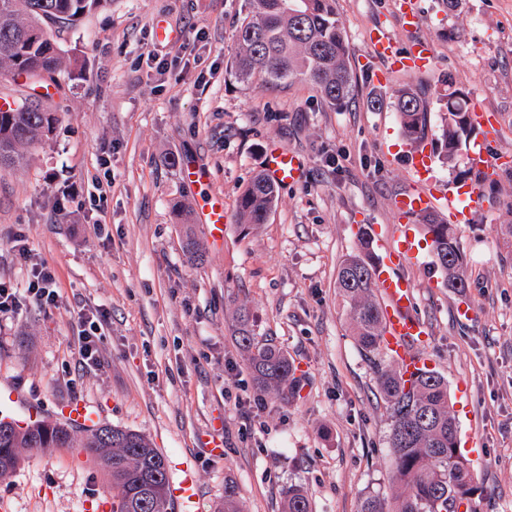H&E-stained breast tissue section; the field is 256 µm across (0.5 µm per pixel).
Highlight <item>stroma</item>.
Listing matches in <instances>:
<instances>
[{
	"label": "stroma",
	"mask_w": 512,
	"mask_h": 512,
	"mask_svg": "<svg viewBox=\"0 0 512 512\" xmlns=\"http://www.w3.org/2000/svg\"><path fill=\"white\" fill-rule=\"evenodd\" d=\"M422 27L406 30L396 0H336L355 90L328 107L317 90L262 76L239 81L238 31L250 0H112L76 24L49 28L62 68L43 99L53 133L26 147L28 162L0 167V281L24 289L32 265L55 272L58 304L0 317V383L19 388L44 418L74 397L106 423L139 432L170 466L192 464L193 512H215L233 480L244 512H280L288 486L313 512H357L369 493L391 496L387 404L336 290L360 230L392 236L401 191L473 180L474 128L452 160L440 150L446 95L464 92L492 115V152H512V0H414ZM174 36L159 39L157 21ZM398 44L431 41L435 63L390 74L367 43L375 29ZM420 86L428 103L430 182L407 163L396 94ZM303 158L302 183L279 189L265 224L241 231L237 200L269 145ZM201 168L200 180L184 177ZM108 186L99 195L97 183ZM224 203V245L195 226L206 256L190 262L175 204L200 214ZM459 243L469 288L443 284L424 232L403 268L425 321V352L448 381L460 433L482 442L471 463L474 512H512V167L485 183ZM468 303L472 320L458 315ZM245 305L259 342L287 354L301 377L287 397L258 389L233 333ZM104 310L98 370L78 362L75 311ZM219 437L222 456L208 440ZM78 448L22 452L0 481L12 512H85L116 496Z\"/></svg>",
	"instance_id": "35a3bbf8"
}]
</instances>
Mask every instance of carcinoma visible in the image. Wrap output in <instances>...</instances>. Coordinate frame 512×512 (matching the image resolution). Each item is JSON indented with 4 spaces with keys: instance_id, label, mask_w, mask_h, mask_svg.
I'll use <instances>...</instances> for the list:
<instances>
[{
    "instance_id": "obj_1",
    "label": "carcinoma",
    "mask_w": 512,
    "mask_h": 512,
    "mask_svg": "<svg viewBox=\"0 0 512 512\" xmlns=\"http://www.w3.org/2000/svg\"><path fill=\"white\" fill-rule=\"evenodd\" d=\"M112 0H0V72L35 85L54 78L61 59L48 24L77 22L82 16L108 7ZM335 0H251V15L242 22L234 59L235 74L243 81L260 74L270 81L300 78L320 92L331 107L341 105L352 92L349 49L336 18ZM404 136L421 144L427 134V102L411 85L396 95ZM471 109L464 93L448 90V110L442 132L443 154L455 156L451 132ZM56 113L48 111L37 94L0 108V166L21 167L23 149L51 135ZM277 199V188L257 174L238 199L243 229L264 224ZM184 224L183 248L189 259L203 260L188 214L174 208ZM430 235L431 251L446 285L457 293L469 288L464 259L454 225L433 213L421 216ZM373 251L368 233L359 248L340 264L336 288L348 306L351 328L360 349L383 352L381 304L373 288ZM235 335L246 354L255 385L282 395L294 382L295 368L288 356L270 344H261L253 332L250 311H235ZM377 367V384L390 415L388 448L396 484L386 500L363 496L358 512H461L478 492L470 461L457 448L458 423L451 409L448 381L436 370L424 368L404 378L399 369ZM81 448L112 477L118 495L112 512H168L169 466L164 454L143 435L109 424L93 430L68 423L39 421L27 428L0 419V480L8 478L20 450ZM218 512H242L237 486L224 482V504ZM281 512H312L307 493L297 485L285 491Z\"/></svg>"
}]
</instances>
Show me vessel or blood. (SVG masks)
Returning a JSON list of instances; mask_svg holds the SVG:
<instances>
[{"mask_svg":"<svg viewBox=\"0 0 512 512\" xmlns=\"http://www.w3.org/2000/svg\"><path fill=\"white\" fill-rule=\"evenodd\" d=\"M369 44L373 52L385 60L395 72L423 70L432 67L434 63L431 47L425 41L418 40L401 46L384 31L375 30L369 35ZM470 160L475 171L474 179L461 186H449L445 197L432 196L423 188L397 195L394 207L406 217L407 222L399 226L396 236L379 240L377 243L383 255L374 270L373 278L383 302V347L407 375L428 364L427 358L417 350L418 345L425 343L428 337L427 328L414 310V286L400 273L402 266L416 258L414 236L409 221L441 205L448 212L449 223H470L472 212L480 200L483 180L494 175L507 164L508 159L504 155L490 152L486 142L482 141L475 145ZM263 164L267 177L279 186L296 184L304 177L302 158L281 146H270L265 152ZM202 220L212 240L222 242V201H212L209 208L203 210ZM0 413L8 415L10 420L23 428L39 421L42 416L40 410L27 406L22 393L9 384L0 387ZM57 415L88 431L95 428L102 418V413L96 405L78 397L60 406ZM171 490L173 505L177 512H191L197 496L189 471H181L179 477L172 481Z\"/></svg>","mask_w":512,"mask_h":512,"instance_id":"obj_1","label":"vessel or blood"}]
</instances>
